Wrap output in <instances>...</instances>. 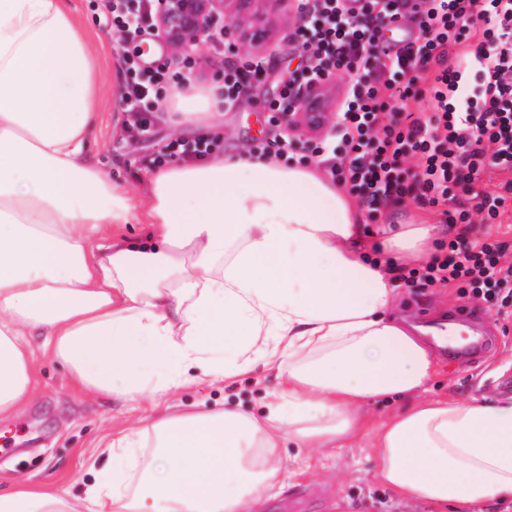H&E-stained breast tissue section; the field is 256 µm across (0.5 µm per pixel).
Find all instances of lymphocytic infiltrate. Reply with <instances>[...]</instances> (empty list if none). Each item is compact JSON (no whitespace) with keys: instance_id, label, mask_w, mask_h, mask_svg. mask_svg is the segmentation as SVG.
<instances>
[{"instance_id":"f902f5d3","label":"lymphocytic infiltrate","mask_w":512,"mask_h":512,"mask_svg":"<svg viewBox=\"0 0 512 512\" xmlns=\"http://www.w3.org/2000/svg\"><path fill=\"white\" fill-rule=\"evenodd\" d=\"M295 33L306 65L268 104L270 123L290 111L302 88L336 69L353 78L336 102L338 128L311 154L334 182L374 213L411 199L456 227L445 255L408 269L415 288L457 287L498 307L512 303L506 244L468 240L471 208L499 223L512 200V0H299ZM416 27V37L392 38ZM476 49H466L471 38ZM479 80L466 89L467 73ZM165 73H136L125 104L129 130L143 132ZM421 102L420 111L409 109ZM417 159L407 170L406 159ZM507 174L500 192L482 189L487 173Z\"/></svg>"}]
</instances>
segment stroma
<instances>
[{
	"label": "stroma",
	"instance_id": "obj_1",
	"mask_svg": "<svg viewBox=\"0 0 512 512\" xmlns=\"http://www.w3.org/2000/svg\"><path fill=\"white\" fill-rule=\"evenodd\" d=\"M76 3L97 44L106 87L86 148L93 166L113 182L135 188L159 169L169 142L175 139L190 143L208 133L220 138L223 153L260 154L271 138L266 107L291 72L306 62L305 52L292 37L299 24L293 13L284 9L275 13L274 43L263 54L266 68L261 78L251 81L232 106L223 108L213 125L190 124L179 133L168 107L171 96L186 81L196 87L223 86L224 69L235 62V54L221 45H206L193 57H177L152 27L145 28L135 41L116 40L105 29L102 0ZM129 58L140 67L164 68L172 75L157 94L159 110L150 114L151 125L143 135L127 130L122 96L130 81L125 65ZM397 311L407 324L417 326L451 311L483 317L499 338L497 347L480 365L435 356L428 394L512 400V390L503 388L504 383H512V316L495 314L485 302L453 287L423 289L406 284L399 287ZM35 378L37 395L11 418L0 421V486L23 478L63 485L74 495H83L96 478L87 469L93 447L112 428L136 417L138 410L108 396L90 399L77 393L67 368L50 358L37 357ZM277 386L275 373L259 365L227 381L188 384L179 398L201 410L228 403L257 413ZM283 454L290 460L288 473L265 512H420L419 504L399 498L374 480V460L366 449L335 448L307 467L296 463L300 451L293 443H285Z\"/></svg>",
	"mask_w": 512,
	"mask_h": 512
}]
</instances>
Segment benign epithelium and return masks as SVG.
I'll return each mask as SVG.
<instances>
[{
	"label": "benign epithelium",
	"mask_w": 512,
	"mask_h": 512,
	"mask_svg": "<svg viewBox=\"0 0 512 512\" xmlns=\"http://www.w3.org/2000/svg\"><path fill=\"white\" fill-rule=\"evenodd\" d=\"M243 0H155L156 30L176 55L217 39H232L234 46L247 52L271 40L272 23L262 26L258 18L241 13ZM309 96L302 94L295 109L279 117L280 125L295 131L307 124L305 106Z\"/></svg>",
	"instance_id": "7a95c632"
}]
</instances>
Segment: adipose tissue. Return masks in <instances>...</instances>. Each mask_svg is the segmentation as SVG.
<instances>
[{"label":"adipose tissue","mask_w":512,"mask_h":512,"mask_svg":"<svg viewBox=\"0 0 512 512\" xmlns=\"http://www.w3.org/2000/svg\"><path fill=\"white\" fill-rule=\"evenodd\" d=\"M100 85L72 0H0V419L35 396L40 354L83 396L152 403L102 447L111 483L78 497L17 482L0 512H262L285 440L364 435L400 496L439 512L512 501V402L421 398L433 358L391 315L398 285L366 258L351 197L316 167L247 154L113 183L84 159ZM431 231L404 224L383 245L421 260ZM258 364L279 379L262 414L168 399L190 367L217 381ZM397 394L406 407L370 425L369 404Z\"/></svg>","instance_id":"obj_1"}]
</instances>
